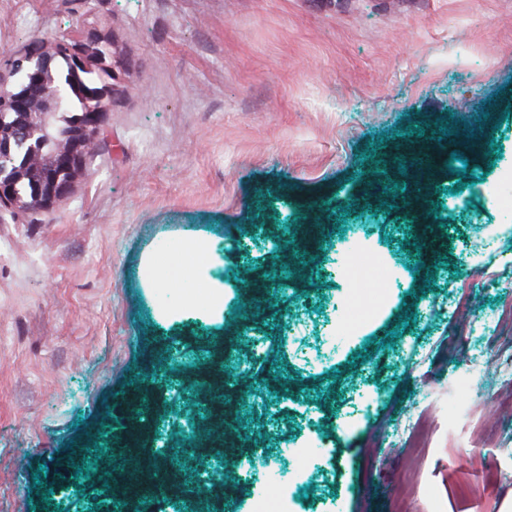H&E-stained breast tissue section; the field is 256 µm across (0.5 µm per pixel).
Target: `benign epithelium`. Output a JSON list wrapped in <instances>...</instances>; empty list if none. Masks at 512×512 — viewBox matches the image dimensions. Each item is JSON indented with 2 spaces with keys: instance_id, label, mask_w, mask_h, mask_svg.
<instances>
[{
  "instance_id": "obj_1",
  "label": "benign epithelium",
  "mask_w": 512,
  "mask_h": 512,
  "mask_svg": "<svg viewBox=\"0 0 512 512\" xmlns=\"http://www.w3.org/2000/svg\"><path fill=\"white\" fill-rule=\"evenodd\" d=\"M107 44L95 31L77 23L72 26L66 40L55 43L34 36L19 57L9 60L11 73L19 76V93L0 91V207L15 212L35 210L51 213L71 193L73 185L81 176L87 154L96 144L102 133L105 117L112 110L115 97L119 93L115 81L132 75V68L125 59L109 52L105 55L96 48ZM72 56L79 67L92 64L103 67L112 74L114 84L104 87L99 97L90 106L83 119L74 124L59 127L49 135L50 146L46 149L30 145L31 156L22 164L14 162L16 145L24 141H34L46 133L47 121L62 110V99L47 94L45 86L50 65L59 53ZM448 136L438 131L433 147H420L410 140H397L391 143L377 157V167L389 172L394 178L420 182V177L406 165L407 158L424 150L434 156L432 177L447 172ZM25 181L30 184L32 193L28 200H21L16 192V184ZM361 203L376 204L384 201L403 216L412 217L416 206L423 198L396 197L383 195L378 190L357 193ZM431 236L418 231L414 237V248L423 255L426 265L433 266L440 260V251L432 249ZM245 322H260L268 315L269 303L265 294L253 288L246 289ZM211 365L201 369L193 380L204 387H212L218 393L209 399L211 422L218 431L204 432L203 439L189 448L178 449L173 458L160 459L151 454V439L148 429L140 423L136 409L142 397L128 394L124 397V412L127 429L122 438L105 452L99 460L98 468L89 474L92 484L102 485L112 478V458L125 449L134 447L140 450L141 463L148 469L169 475V480L132 479L127 482L125 496L130 502L129 512H152V506L168 493L172 480L182 476V469L212 456L234 458L245 452L238 443L224 441L225 420L230 405L227 402L229 391L224 387V373L220 363L224 358V342L211 346Z\"/></svg>"
}]
</instances>
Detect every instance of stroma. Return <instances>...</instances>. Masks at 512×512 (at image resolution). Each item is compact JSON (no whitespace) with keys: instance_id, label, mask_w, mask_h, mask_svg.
<instances>
[{"instance_id":"stroma-1","label":"stroma","mask_w":512,"mask_h":512,"mask_svg":"<svg viewBox=\"0 0 512 512\" xmlns=\"http://www.w3.org/2000/svg\"><path fill=\"white\" fill-rule=\"evenodd\" d=\"M79 22L134 76L60 207L0 211V512H108L85 473L35 478L110 447L136 377L155 454L194 444L191 377L220 339L256 458L189 468L156 512L221 483L224 512H251L272 481L288 512H512V0H0V64ZM440 112L464 147L428 195L426 273L412 224L356 193ZM308 206L329 229L300 287L280 255ZM167 241L209 245L207 300L174 317ZM353 251L391 275L344 337ZM257 272L274 314L248 324Z\"/></svg>"}]
</instances>
